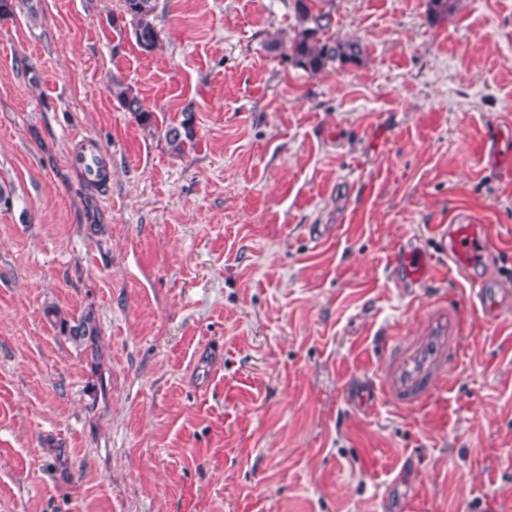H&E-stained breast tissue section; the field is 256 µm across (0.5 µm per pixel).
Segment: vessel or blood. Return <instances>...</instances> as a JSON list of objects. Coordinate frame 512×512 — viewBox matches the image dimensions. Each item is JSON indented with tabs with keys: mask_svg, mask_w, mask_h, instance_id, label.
Masks as SVG:
<instances>
[{
	"mask_svg": "<svg viewBox=\"0 0 512 512\" xmlns=\"http://www.w3.org/2000/svg\"><path fill=\"white\" fill-rule=\"evenodd\" d=\"M441 249L464 281L461 299L438 294L437 276L431 270V254L421 247H402L393 260V272L401 281L434 289L420 325L398 335L380 333L374 344L372 375L350 383L349 402L363 409L377 404L419 410L450 393L449 380L463 362L460 339L466 310L500 318L499 302L483 276L476 273L474 255L485 254L489 238L472 224H451L443 230Z\"/></svg>",
	"mask_w": 512,
	"mask_h": 512,
	"instance_id": "b4317fda",
	"label": "vessel or blood"
}]
</instances>
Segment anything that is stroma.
Segmentation results:
<instances>
[{
    "label": "stroma",
    "mask_w": 512,
    "mask_h": 512,
    "mask_svg": "<svg viewBox=\"0 0 512 512\" xmlns=\"http://www.w3.org/2000/svg\"><path fill=\"white\" fill-rule=\"evenodd\" d=\"M292 3L157 0L151 54L119 0L0 20V512H496L512 488L511 329L468 313L447 407L346 400L375 331L420 321L398 247L512 229V144L483 153L512 122V0H324L365 55L317 76L275 47ZM50 306L93 312L97 363ZM112 96L127 112H131L138 122L145 128L154 126L156 117L143 102V99L134 92L133 87L119 77H113L110 88ZM195 112L186 108L182 119L177 125H168L164 129V137L172 152L184 155L195 147L194 131Z\"/></svg>",
    "instance_id": "stroma-1"
}]
</instances>
